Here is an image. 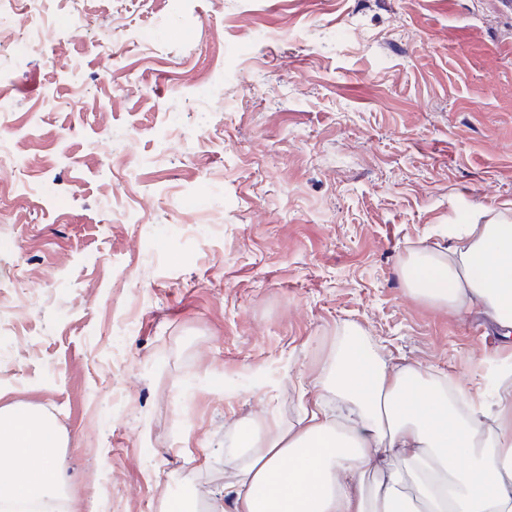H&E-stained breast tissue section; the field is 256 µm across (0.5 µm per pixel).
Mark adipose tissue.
I'll use <instances>...</instances> for the list:
<instances>
[{
	"mask_svg": "<svg viewBox=\"0 0 512 512\" xmlns=\"http://www.w3.org/2000/svg\"><path fill=\"white\" fill-rule=\"evenodd\" d=\"M417 300L451 312L480 306L512 328V217L475 211L448 227L445 250L401 265ZM495 413L448 376L392 366L351 341L322 361L319 390L298 429H243L226 487L234 512H512V376ZM349 406L338 421L327 401ZM58 437L32 412L0 407V504L60 493ZM381 476L372 491L363 478Z\"/></svg>",
	"mask_w": 512,
	"mask_h": 512,
	"instance_id": "adipose-tissue-1",
	"label": "adipose tissue"
}]
</instances>
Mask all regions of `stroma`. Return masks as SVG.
<instances>
[{"mask_svg": "<svg viewBox=\"0 0 512 512\" xmlns=\"http://www.w3.org/2000/svg\"><path fill=\"white\" fill-rule=\"evenodd\" d=\"M50 15L37 51L0 45V406L60 436L69 512L226 503L231 437L298 427L342 328L493 399L512 335L414 299L400 266L512 209L502 0Z\"/></svg>", "mask_w": 512, "mask_h": 512, "instance_id": "stroma-1", "label": "stroma"}]
</instances>
